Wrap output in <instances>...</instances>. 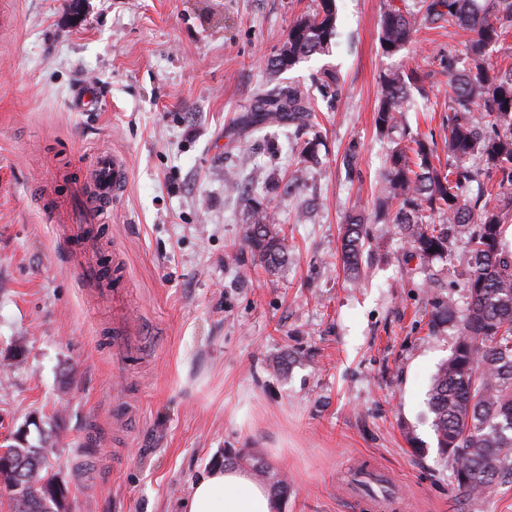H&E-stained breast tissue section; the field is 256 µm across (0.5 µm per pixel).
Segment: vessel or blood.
<instances>
[{
	"mask_svg": "<svg viewBox=\"0 0 512 512\" xmlns=\"http://www.w3.org/2000/svg\"><path fill=\"white\" fill-rule=\"evenodd\" d=\"M127 181V162L117 154H97L88 167L79 170L75 188L82 199L83 223H99L102 214L111 209L113 199L124 193ZM127 325V319L123 318L112 327L113 361H122L130 347Z\"/></svg>",
	"mask_w": 512,
	"mask_h": 512,
	"instance_id": "vessel-or-blood-1",
	"label": "vessel or blood"
}]
</instances>
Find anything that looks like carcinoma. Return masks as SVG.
Masks as SVG:
<instances>
[{"label":"carcinoma","mask_w":512,"mask_h":512,"mask_svg":"<svg viewBox=\"0 0 512 512\" xmlns=\"http://www.w3.org/2000/svg\"><path fill=\"white\" fill-rule=\"evenodd\" d=\"M439 21L469 33L463 54L448 50L432 76L448 86V166L435 163L434 142L406 121L411 91L426 75L402 65L380 76L375 126L398 134L385 157L381 202L392 206L391 230L412 255L429 262L448 257L460 240L465 269L464 306L439 301L433 326L454 323L451 355L433 375L428 405L441 454L450 458L457 488L478 499L512 475V253L502 241L512 225V66L490 62L489 47L512 30V0H421L419 9L392 6L380 19L378 39L388 56L414 41L421 25ZM336 36V0H319L297 18L268 63L283 73L327 55ZM251 122L307 121L313 106L300 84L261 89ZM481 191L469 196L472 183ZM246 241L261 264L276 270L288 262L282 229L266 210L253 213ZM366 240L363 212L351 211L342 236L347 269L358 273ZM50 437L31 446L0 448V483L9 490L11 512H61L64 489L50 473Z\"/></svg>","instance_id":"obj_1"}]
</instances>
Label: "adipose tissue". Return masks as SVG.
I'll use <instances>...</instances> for the list:
<instances>
[{
	"label": "adipose tissue",
	"mask_w": 512,
	"mask_h": 512,
	"mask_svg": "<svg viewBox=\"0 0 512 512\" xmlns=\"http://www.w3.org/2000/svg\"><path fill=\"white\" fill-rule=\"evenodd\" d=\"M267 488L242 466H217L194 481L182 512H274Z\"/></svg>",
	"instance_id": "1"
}]
</instances>
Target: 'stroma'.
I'll return each mask as SVG.
<instances>
[{
	"mask_svg": "<svg viewBox=\"0 0 512 512\" xmlns=\"http://www.w3.org/2000/svg\"><path fill=\"white\" fill-rule=\"evenodd\" d=\"M0 14V445L51 436L71 512H181L224 458L260 459L275 512H363L357 470L382 474L394 512H512V478L480 499L453 482L426 405L457 329H432L435 298L461 297L459 251L407 259L374 203L389 144L374 110L398 61L431 72L465 32L422 26L398 56L379 22L391 0H337L327 56L289 71L315 98L314 127L243 123L265 63L318 0H4ZM346 89L324 99V68ZM94 85L102 108L77 109ZM412 128L443 144L448 88L413 93ZM320 136L319 164L288 184ZM102 151L129 166L91 240L118 266L115 295L77 274L72 173ZM267 208L288 244L269 272L244 230ZM365 212L360 279L342 224ZM137 342L112 371V322ZM287 493H279L280 481Z\"/></svg>",
	"mask_w": 512,
	"mask_h": 512,
	"instance_id": "1",
	"label": "stroma"
}]
</instances>
